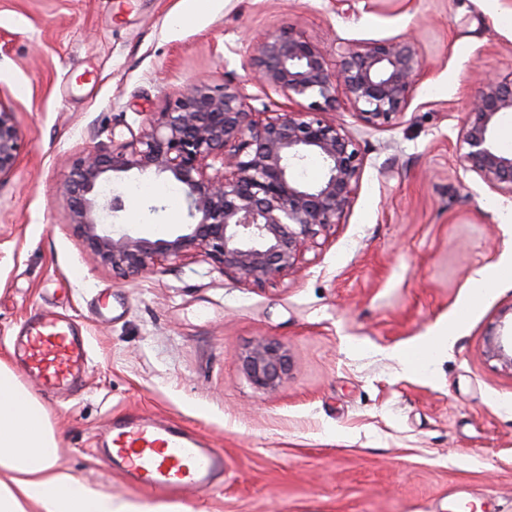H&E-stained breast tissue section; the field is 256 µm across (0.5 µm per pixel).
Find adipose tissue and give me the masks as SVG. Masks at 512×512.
<instances>
[{"label":"adipose tissue","instance_id":"1","mask_svg":"<svg viewBox=\"0 0 512 512\" xmlns=\"http://www.w3.org/2000/svg\"><path fill=\"white\" fill-rule=\"evenodd\" d=\"M0 512H180L175 505L113 499L59 463V443L39 398L0 361Z\"/></svg>","mask_w":512,"mask_h":512}]
</instances>
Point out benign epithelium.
<instances>
[{
  "instance_id": "obj_1",
  "label": "benign epithelium",
  "mask_w": 512,
  "mask_h": 512,
  "mask_svg": "<svg viewBox=\"0 0 512 512\" xmlns=\"http://www.w3.org/2000/svg\"><path fill=\"white\" fill-rule=\"evenodd\" d=\"M257 80L299 109L271 112L249 102L239 83L199 81L179 91L163 112L147 115L131 140L98 144L76 157L64 185L70 226L102 267L138 276L194 256L224 275L263 286L289 275L304 253L343 223L350 212L365 158L346 127L326 117L346 98L355 119L370 128L401 123L424 70L418 42L409 35L348 43L338 68L329 54L293 32L266 37L250 56ZM309 101L301 106V100ZM512 112V76L481 82L462 121L459 166L490 189L512 194V154L500 151L495 130ZM25 141L15 110L0 99V181L15 172ZM317 157L322 178L295 176ZM215 173L209 169L215 163ZM132 170L170 174L184 186L189 222L166 239L123 233L102 222V212L125 210L121 195L100 202L105 175ZM485 354L512 375V323L501 319L485 340ZM251 381L277 389L291 369L288 346L258 340L244 358Z\"/></svg>"
}]
</instances>
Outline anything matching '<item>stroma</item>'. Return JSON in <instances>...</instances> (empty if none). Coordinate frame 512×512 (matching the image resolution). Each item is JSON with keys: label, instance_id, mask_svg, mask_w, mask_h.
<instances>
[{"label": "stroma", "instance_id": "1", "mask_svg": "<svg viewBox=\"0 0 512 512\" xmlns=\"http://www.w3.org/2000/svg\"><path fill=\"white\" fill-rule=\"evenodd\" d=\"M0 0V99L25 136L0 183V360L33 316H66L91 345L77 395L27 387L59 439V462L119 499L189 512H512V375L484 355L512 308V196L463 175L462 113L484 76L512 75V0ZM294 31L335 52L342 41L412 34L425 71L401 124L357 125L365 157L343 224L300 268L255 286L197 257L121 279L94 266L68 226V160L140 131L185 86L255 82L247 46ZM173 177L110 175L128 197L122 223L150 239L187 223ZM498 268L475 297L476 270ZM108 299L104 314L96 309ZM287 342L288 379L253 384L243 357ZM181 422L224 451V488L173 497L137 489L96 455L113 415Z\"/></svg>", "mask_w": 512, "mask_h": 512}]
</instances>
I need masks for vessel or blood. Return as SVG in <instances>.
I'll list each match as a JSON object with an SVG mask.
<instances>
[{
  "label": "vessel or blood",
  "instance_id": "1",
  "mask_svg": "<svg viewBox=\"0 0 512 512\" xmlns=\"http://www.w3.org/2000/svg\"><path fill=\"white\" fill-rule=\"evenodd\" d=\"M15 347L22 371L56 393L77 387L89 367L86 337L62 317L31 318ZM108 438L100 456L140 489L200 495L224 484L223 449L186 425L141 413L118 414L110 422Z\"/></svg>",
  "mask_w": 512,
  "mask_h": 512
}]
</instances>
